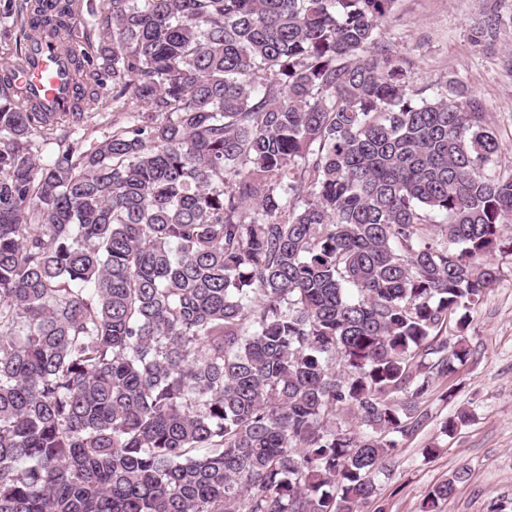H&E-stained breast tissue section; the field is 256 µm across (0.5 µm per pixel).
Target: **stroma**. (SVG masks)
I'll return each instance as SVG.
<instances>
[{"label": "stroma", "mask_w": 512, "mask_h": 512, "mask_svg": "<svg viewBox=\"0 0 512 512\" xmlns=\"http://www.w3.org/2000/svg\"><path fill=\"white\" fill-rule=\"evenodd\" d=\"M492 9L501 18L496 41L474 43V27ZM382 30L427 93L460 78L484 101L501 140L499 162L511 167L512 69L504 52L512 48V0H400ZM498 261L503 275L465 332L467 362L435 379L422 406L427 420L400 442L393 472L380 482L385 512H420L428 491L462 466L469 475L442 512H491L512 504V256L499 255ZM463 410L469 421L454 434H442L441 421ZM429 445L435 453L423 456Z\"/></svg>", "instance_id": "stroma-1"}]
</instances>
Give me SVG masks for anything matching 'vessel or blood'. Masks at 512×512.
<instances>
[{"label":"vessel or blood","instance_id":"1","mask_svg":"<svg viewBox=\"0 0 512 512\" xmlns=\"http://www.w3.org/2000/svg\"><path fill=\"white\" fill-rule=\"evenodd\" d=\"M68 57L61 41L43 40L32 48L30 64L21 78L34 97L59 112L68 110L73 95Z\"/></svg>","mask_w":512,"mask_h":512}]
</instances>
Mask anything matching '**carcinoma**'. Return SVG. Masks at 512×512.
Wrapping results in <instances>:
<instances>
[{"instance_id": "carcinoma-1", "label": "carcinoma", "mask_w": 512, "mask_h": 512, "mask_svg": "<svg viewBox=\"0 0 512 512\" xmlns=\"http://www.w3.org/2000/svg\"><path fill=\"white\" fill-rule=\"evenodd\" d=\"M396 3L20 0L0 512L368 510L512 223L484 104L457 79L422 95L382 36ZM42 35L76 46L65 112L16 83ZM108 91L123 123L72 138Z\"/></svg>"}]
</instances>
